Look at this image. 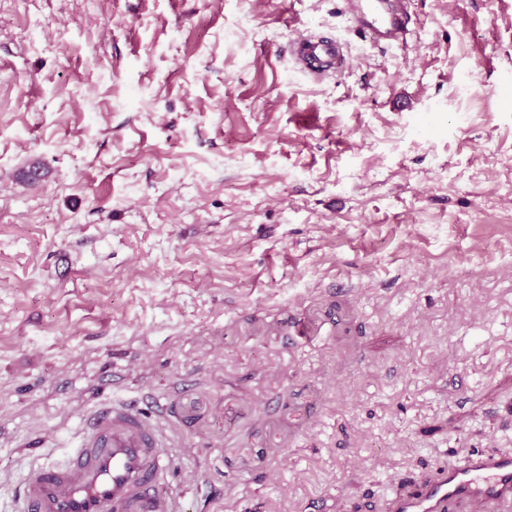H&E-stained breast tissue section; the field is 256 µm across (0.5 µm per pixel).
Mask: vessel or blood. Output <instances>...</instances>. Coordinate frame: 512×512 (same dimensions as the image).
<instances>
[{
    "label": "vessel or blood",
    "instance_id": "vessel-or-blood-1",
    "mask_svg": "<svg viewBox=\"0 0 512 512\" xmlns=\"http://www.w3.org/2000/svg\"><path fill=\"white\" fill-rule=\"evenodd\" d=\"M374 43L400 39L409 17L402 0H348ZM295 60L325 76L345 57L332 37L304 31L291 42ZM171 457L161 426L122 402L98 407L77 447L63 460L32 467L14 512H177L164 490ZM387 512H512V454L471 452L421 482L398 478Z\"/></svg>",
    "mask_w": 512,
    "mask_h": 512
}]
</instances>
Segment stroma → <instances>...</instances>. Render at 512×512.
I'll use <instances>...</instances> for the list:
<instances>
[{"label":"stroma","instance_id":"stroma-1","mask_svg":"<svg viewBox=\"0 0 512 512\" xmlns=\"http://www.w3.org/2000/svg\"><path fill=\"white\" fill-rule=\"evenodd\" d=\"M408 11L0 0V507L112 400L179 512H386L512 453V0ZM347 3L358 18L359 29L375 44L399 40L408 31L409 15L402 1L349 0ZM291 46L295 60L314 76L328 75L346 63L338 41L320 33L300 32Z\"/></svg>","mask_w":512,"mask_h":512}]
</instances>
